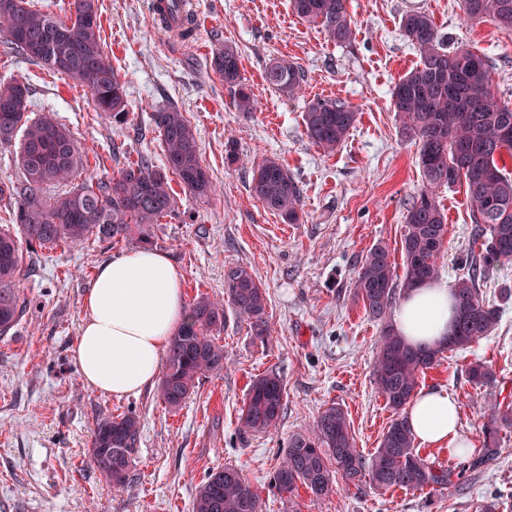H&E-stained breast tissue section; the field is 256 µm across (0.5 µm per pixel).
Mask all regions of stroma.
<instances>
[{
    "instance_id": "obj_1",
    "label": "stroma",
    "mask_w": 512,
    "mask_h": 512,
    "mask_svg": "<svg viewBox=\"0 0 512 512\" xmlns=\"http://www.w3.org/2000/svg\"><path fill=\"white\" fill-rule=\"evenodd\" d=\"M192 2L195 34L176 41L152 20V0H98L101 35L126 89L123 123L106 120L88 89L17 54L0 51V83L22 81L33 115H51L71 130L85 160L83 180L111 179L143 156L163 164L155 114L168 106L183 112L217 191L197 198L172 181L176 215L141 232L180 267L189 303L223 298L225 270L248 266L266 290L270 337L254 341L247 325L227 318L216 337L223 371L203 378L176 411L153 387L122 398L96 393L71 359L83 297L101 263L138 244L92 238L30 255L18 284L25 308L0 337V512H191L208 473L227 465L242 470L262 512H288L271 485L273 473L289 437L309 433L331 405L344 410L356 448L371 457L394 414L373 381L381 327L353 299L354 271L380 242L403 266L404 214L425 188L415 140L391 107L394 85L419 62L400 31L402 15L426 11L449 47L485 54L496 93L512 103V33L468 21L460 0H347L356 26L349 46L298 18L290 0ZM227 43L240 53L255 112L237 111L233 89L211 67ZM280 57L303 70L301 94L265 82L266 65ZM316 97L343 100L357 112L346 140L330 154L309 141L302 124L306 102ZM231 138L234 163L225 151ZM267 158L278 159L299 183V223H284L249 191L253 166ZM438 200L448 225L440 276L454 283L461 257L480 252L484 237L471 221L464 187L440 188ZM506 284L512 285V263L482 287L500 306L493 331L444 352L419 381L420 389L456 396L461 432L474 450L484 444L490 405L512 402V301L499 297ZM476 364L493 371L494 383L469 380ZM271 368L285 384L279 425L267 434H240L249 384ZM124 412L139 415L141 428L130 478L116 488L90 467L88 455L98 422ZM498 438V457L465 472L448 491L342 485L314 501L301 487L295 500L301 512H512V428Z\"/></svg>"
}]
</instances>
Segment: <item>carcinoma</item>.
Here are the masks:
<instances>
[{
	"mask_svg": "<svg viewBox=\"0 0 512 512\" xmlns=\"http://www.w3.org/2000/svg\"><path fill=\"white\" fill-rule=\"evenodd\" d=\"M291 7L336 43L354 40L346 0H291ZM461 9L470 21L490 20L512 33V0H461ZM400 29L419 62L393 88L392 106L418 140V163L427 189L404 215L403 274H397L388 247L378 243L361 259L354 278L355 299L370 319L384 324L373 378L396 417L368 459L355 446L344 410L335 405L321 412L311 434L291 436L272 480V487L288 496L291 512H298L293 496L300 486L317 500L332 495L340 481L365 482L384 491L454 486L452 474L429 465L416 452L403 411L416 395L424 370L443 352L487 336L500 317L498 307L484 300L481 283L498 263L512 260V174L501 164L504 156H512V144L502 140L506 136L512 141V104L496 94L487 57L462 46L448 50L428 13H405ZM0 32L7 34V50L67 75L90 91L101 115L116 123L125 120L126 92L104 48L96 0H72L65 20L33 8L31 0H0ZM212 68L225 85L236 89L237 109L253 111L255 101L242 80L238 50L224 46L213 56ZM265 81L293 95L301 91L304 74L294 62L277 58L266 67ZM356 118L350 105L326 98L310 100L302 115L306 136L327 153L347 138ZM155 120L164 147L163 165L143 157L107 181L86 180L74 186L84 161L69 129L50 116L30 117L24 83L0 86V142L21 134L19 162L24 173L21 185L0 188V195L7 192L17 200L16 224L24 238L21 242V237L0 231V336L14 327L23 311L15 286L26 273L25 254L60 242L78 246L90 237L102 242L129 239L133 227L175 214L173 177L196 197L212 193L197 137L183 112L169 107L155 113ZM456 184L465 187L472 223L489 237L483 253L461 260L466 274L455 284V318L448 337L434 345L412 346L387 317L397 290L406 293L438 277L447 224L435 189ZM50 186L59 192L46 193ZM251 190L285 223L300 220V188L278 161L267 159L253 169ZM235 271L236 283L224 284L226 302L205 297L194 301L187 322L169 341L158 393L172 410L182 407L203 377L224 369V347L215 338L224 328V306L248 326L251 336L262 342L269 338L266 290L247 267ZM283 408V379L271 369L251 381L239 411V431H272ZM504 427H512V407L496 405L484 425L483 448L477 457L460 462L457 475L498 455V433ZM139 433L140 419L133 413L108 418L94 431L90 463L106 477L123 472L118 487L130 478ZM192 512H261L260 496L240 469L226 466L199 487Z\"/></svg>",
	"mask_w": 512,
	"mask_h": 512,
	"instance_id": "carcinoma-1",
	"label": "carcinoma"
}]
</instances>
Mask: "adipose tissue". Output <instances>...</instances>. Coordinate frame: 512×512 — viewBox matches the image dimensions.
<instances>
[{"instance_id":"ef3b65f1","label":"adipose tissue","mask_w":512,"mask_h":512,"mask_svg":"<svg viewBox=\"0 0 512 512\" xmlns=\"http://www.w3.org/2000/svg\"><path fill=\"white\" fill-rule=\"evenodd\" d=\"M82 307L72 350L80 379L105 395L139 394L157 381L169 340L187 318L182 273L158 250L124 253L99 267ZM454 312V289L436 280L405 293L393 322L409 343L431 345L447 336ZM407 418L419 444L455 451L466 445L458 402L447 390L416 394Z\"/></svg>"}]
</instances>
